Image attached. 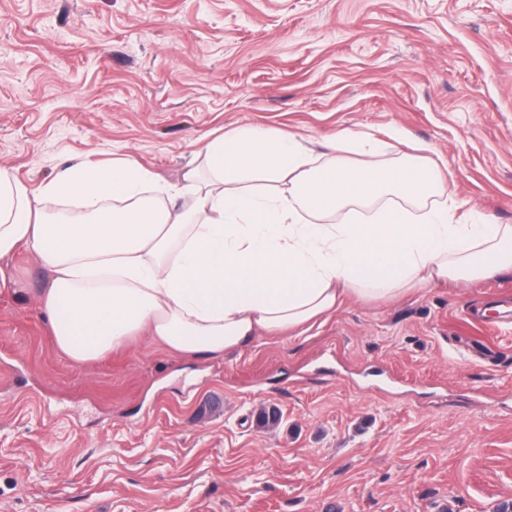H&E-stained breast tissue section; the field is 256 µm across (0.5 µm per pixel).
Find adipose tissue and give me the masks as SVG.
Returning a JSON list of instances; mask_svg holds the SVG:
<instances>
[{"mask_svg":"<svg viewBox=\"0 0 512 512\" xmlns=\"http://www.w3.org/2000/svg\"><path fill=\"white\" fill-rule=\"evenodd\" d=\"M382 150L338 134L317 153L237 127L210 135L178 185L129 159L72 163L34 189L0 168V259L35 255L47 286L34 301L75 362L137 338L221 357L303 333L352 295L512 273L511 224L456 220L435 166H382Z\"/></svg>","mask_w":512,"mask_h":512,"instance_id":"1","label":"adipose tissue"}]
</instances>
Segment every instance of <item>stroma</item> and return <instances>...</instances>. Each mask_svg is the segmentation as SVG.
<instances>
[{"label":"stroma","instance_id":"stroma-1","mask_svg":"<svg viewBox=\"0 0 512 512\" xmlns=\"http://www.w3.org/2000/svg\"><path fill=\"white\" fill-rule=\"evenodd\" d=\"M229 126L367 134L385 166L424 147L460 217L512 224V0H0V168L25 184L116 159L177 184ZM0 267V512H512V274L219 359L75 363L35 257Z\"/></svg>","mask_w":512,"mask_h":512}]
</instances>
